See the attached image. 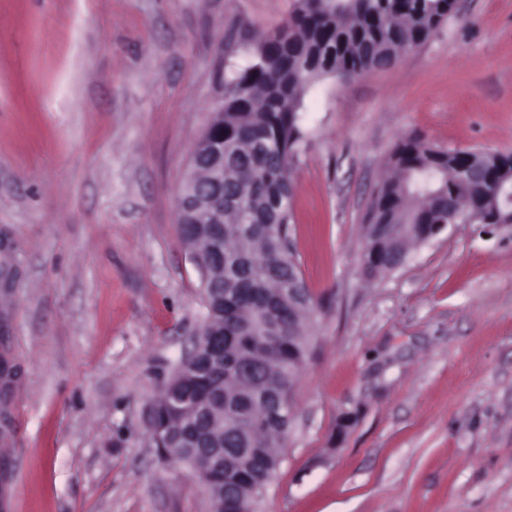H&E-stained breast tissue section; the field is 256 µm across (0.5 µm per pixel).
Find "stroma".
I'll return each mask as SVG.
<instances>
[{
    "instance_id": "stroma-1",
    "label": "stroma",
    "mask_w": 512,
    "mask_h": 512,
    "mask_svg": "<svg viewBox=\"0 0 512 512\" xmlns=\"http://www.w3.org/2000/svg\"><path fill=\"white\" fill-rule=\"evenodd\" d=\"M296 0H0V512H210L146 427L204 321L177 196L229 36ZM303 99L292 239L311 355L260 512H512V229L367 279L394 143L512 152V0Z\"/></svg>"
}]
</instances>
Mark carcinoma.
<instances>
[{
    "mask_svg": "<svg viewBox=\"0 0 512 512\" xmlns=\"http://www.w3.org/2000/svg\"><path fill=\"white\" fill-rule=\"evenodd\" d=\"M458 12L455 0H297L276 38L252 36L254 61L224 75V295L201 285L209 324L224 326V362L213 371L224 376V390L240 426L254 438L261 459L253 471L238 475L271 482L262 459L280 455L288 423L270 417L276 405H291L293 386L307 359V321L313 299L296 306L288 319L285 283L306 288L290 235L293 150L302 138V101L315 81L347 79L394 66L429 40ZM505 153L462 151L448 164V150L420 140H398L374 196L368 224H386L391 234L365 242L363 273L372 279L406 260L416 244L413 224L446 219L448 183L467 201L462 211L482 224L495 204L512 206V184L500 182ZM481 169L478 182L460 179L458 167ZM258 359L253 375L238 381L237 364ZM200 430L186 407H159L155 447H168L177 421Z\"/></svg>",
    "mask_w": 512,
    "mask_h": 512,
    "instance_id": "1",
    "label": "carcinoma"
}]
</instances>
